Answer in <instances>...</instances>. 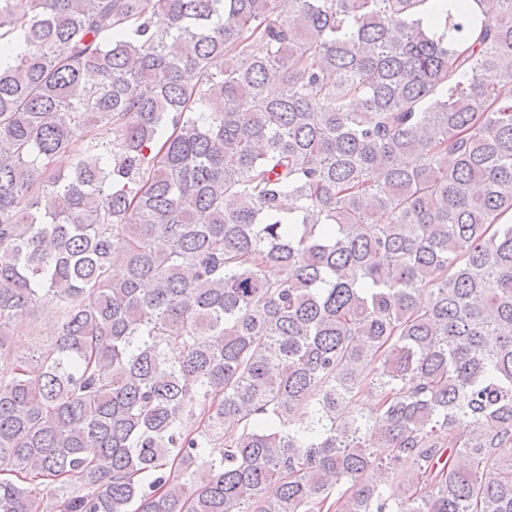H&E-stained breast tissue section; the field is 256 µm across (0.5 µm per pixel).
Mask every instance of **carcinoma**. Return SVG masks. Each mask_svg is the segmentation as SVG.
I'll use <instances>...</instances> for the list:
<instances>
[{
	"label": "carcinoma",
	"mask_w": 512,
	"mask_h": 512,
	"mask_svg": "<svg viewBox=\"0 0 512 512\" xmlns=\"http://www.w3.org/2000/svg\"><path fill=\"white\" fill-rule=\"evenodd\" d=\"M480 2L0 0V512H512ZM58 323L54 314L40 309L33 314L20 317L13 325L12 332L18 341L19 350L44 347L57 332Z\"/></svg>",
	"instance_id": "cac0c4a2"
}]
</instances>
